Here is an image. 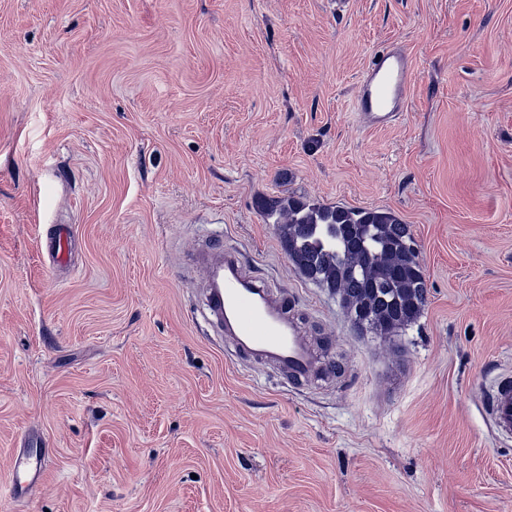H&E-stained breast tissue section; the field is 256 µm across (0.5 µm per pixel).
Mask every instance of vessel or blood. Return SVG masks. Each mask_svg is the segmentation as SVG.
Masks as SVG:
<instances>
[{
	"label": "vessel or blood",
	"instance_id": "1",
	"mask_svg": "<svg viewBox=\"0 0 512 512\" xmlns=\"http://www.w3.org/2000/svg\"><path fill=\"white\" fill-rule=\"evenodd\" d=\"M412 67L402 48L383 50L365 70L353 108L361 122L383 129L403 112L412 82ZM208 284L207 307L237 354L274 366L292 380L304 381L315 368V356L304 330L290 314L287 298L248 273L236 249L210 244L200 258ZM481 403L498 434H512V374L502 372L482 386ZM10 470L39 483L42 466L36 443L13 453Z\"/></svg>",
	"mask_w": 512,
	"mask_h": 512
}]
</instances>
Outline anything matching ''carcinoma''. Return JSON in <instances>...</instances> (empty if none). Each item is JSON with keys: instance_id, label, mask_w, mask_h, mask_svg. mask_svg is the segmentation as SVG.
Returning a JSON list of instances; mask_svg holds the SVG:
<instances>
[{"instance_id": "carcinoma-1", "label": "carcinoma", "mask_w": 512, "mask_h": 512, "mask_svg": "<svg viewBox=\"0 0 512 512\" xmlns=\"http://www.w3.org/2000/svg\"><path fill=\"white\" fill-rule=\"evenodd\" d=\"M285 251L311 282L330 289L351 319L381 336L414 323L427 300L418 255L408 254V225L378 210L263 200Z\"/></svg>"}]
</instances>
